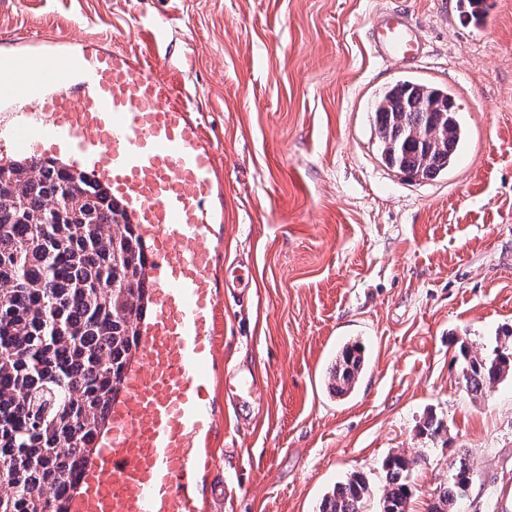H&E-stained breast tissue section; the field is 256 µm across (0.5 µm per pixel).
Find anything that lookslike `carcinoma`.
I'll list each match as a JSON object with an SVG mask.
<instances>
[{
    "label": "carcinoma",
    "mask_w": 512,
    "mask_h": 512,
    "mask_svg": "<svg viewBox=\"0 0 512 512\" xmlns=\"http://www.w3.org/2000/svg\"><path fill=\"white\" fill-rule=\"evenodd\" d=\"M372 112L387 166L431 179L455 165L465 130L447 89L399 80ZM146 264L136 225L95 180L56 159L0 158V512H64L140 349ZM459 352L475 396L512 373V344L474 354L462 341ZM364 367L362 346L344 345L330 392L348 396ZM419 464L400 452L386 458L380 512H408ZM475 478L459 455L428 512H456ZM368 495L354 474L320 512H361Z\"/></svg>",
    "instance_id": "cac0c4a2"
}]
</instances>
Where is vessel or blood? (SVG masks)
<instances>
[{"mask_svg":"<svg viewBox=\"0 0 512 512\" xmlns=\"http://www.w3.org/2000/svg\"><path fill=\"white\" fill-rule=\"evenodd\" d=\"M381 59L416 60L424 40L407 13H378ZM158 67L84 45L25 55L0 78V146L60 159L107 186L148 242L154 304L140 358L127 369L65 512H211L197 489L222 392L252 399L255 382L225 380L224 184L215 145L190 100L172 104Z\"/></svg>","mask_w":512,"mask_h":512,"instance_id":"b4317fda","label":"vessel or blood"}]
</instances>
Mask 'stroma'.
Instances as JSON below:
<instances>
[{
    "mask_svg": "<svg viewBox=\"0 0 512 512\" xmlns=\"http://www.w3.org/2000/svg\"><path fill=\"white\" fill-rule=\"evenodd\" d=\"M425 42L385 62L369 42L382 8ZM98 40L160 64L171 101L191 96L224 169L222 367L252 370L245 416L226 395L199 493L216 512H318L352 474L380 512L385 458L422 457L410 512H427L458 449L479 477L464 512H512V376L464 387L456 342L492 351L512 329V0L475 24L458 0H11L0 59L20 38ZM402 79L451 92L466 137L433 179L387 167L375 95ZM349 339L368 365L348 399L327 369ZM442 433L421 434L427 418Z\"/></svg>",
    "mask_w": 512,
    "mask_h": 512,
    "instance_id": "stroma-1",
    "label": "stroma"
}]
</instances>
